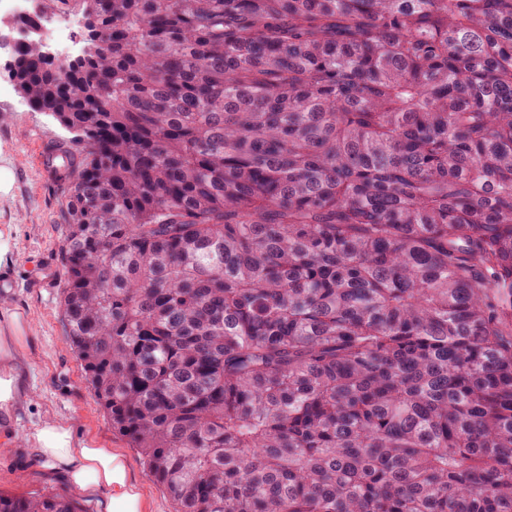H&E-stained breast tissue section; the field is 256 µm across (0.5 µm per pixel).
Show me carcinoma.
Returning a JSON list of instances; mask_svg holds the SVG:
<instances>
[{"instance_id":"cac0c4a2","label":"carcinoma","mask_w":512,"mask_h":512,"mask_svg":"<svg viewBox=\"0 0 512 512\" xmlns=\"http://www.w3.org/2000/svg\"><path fill=\"white\" fill-rule=\"evenodd\" d=\"M62 312L177 512H512V0H63ZM0 512H80L0 494Z\"/></svg>"}]
</instances>
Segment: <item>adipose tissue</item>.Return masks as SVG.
Instances as JSON below:
<instances>
[{"label":"adipose tissue","mask_w":512,"mask_h":512,"mask_svg":"<svg viewBox=\"0 0 512 512\" xmlns=\"http://www.w3.org/2000/svg\"><path fill=\"white\" fill-rule=\"evenodd\" d=\"M29 333L28 317L11 310L8 299L0 298V454L18 446L13 417L32 403L21 373ZM26 444L50 466L63 468L80 493L104 497L106 512H145V497L130 477L125 455L117 449L96 447L92 440L76 438L70 421L44 417L34 426Z\"/></svg>","instance_id":"1"}]
</instances>
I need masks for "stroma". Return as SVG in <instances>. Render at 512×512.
<instances>
[{
    "label": "stroma",
    "mask_w": 512,
    "mask_h": 512,
    "mask_svg": "<svg viewBox=\"0 0 512 512\" xmlns=\"http://www.w3.org/2000/svg\"><path fill=\"white\" fill-rule=\"evenodd\" d=\"M67 136L52 117L32 111L0 70V153L12 159L14 172L10 195L0 199V224L18 227V262L7 279H0V293L8 294L10 306L25 313L33 328L25 382L35 402L17 412L14 429L25 435L47 413L72 421L79 436L124 451L149 512H175L172 497L144 468L138 449L113 432L68 341L61 309V249L70 216L64 196L39 161L46 146ZM0 492L27 498L57 493L78 498L83 512H104L101 498L79 496L63 471L22 445L0 455Z\"/></svg>",
    "instance_id": "obj_1"
}]
</instances>
